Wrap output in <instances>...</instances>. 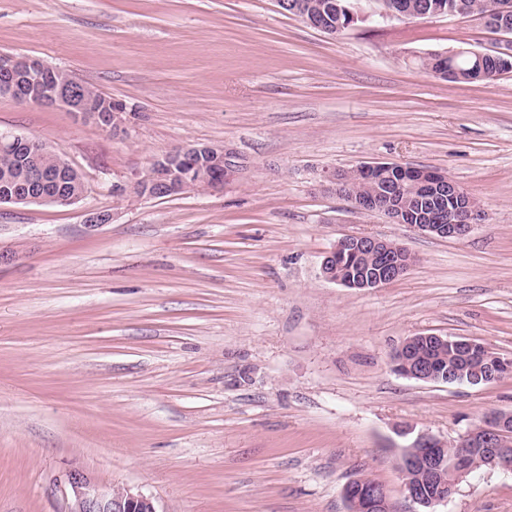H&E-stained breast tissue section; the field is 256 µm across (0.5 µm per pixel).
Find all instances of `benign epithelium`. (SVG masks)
Listing matches in <instances>:
<instances>
[{
  "instance_id": "7a95c632",
  "label": "benign epithelium",
  "mask_w": 512,
  "mask_h": 512,
  "mask_svg": "<svg viewBox=\"0 0 512 512\" xmlns=\"http://www.w3.org/2000/svg\"><path fill=\"white\" fill-rule=\"evenodd\" d=\"M469 55L475 58V66H483L490 58L505 64L512 61V38L501 40L490 52L460 47L448 56ZM47 69L40 60L23 55L0 56V93L18 95L19 89L27 85L30 77ZM51 84L30 86L34 102L42 106L66 105L83 121H93L114 132L123 124V112L113 107L112 100L89 93V86L76 81L71 75L58 70ZM27 143L37 157H50L53 165L32 166L27 174V185L20 188L10 180L3 181L0 204L36 203L70 205L81 198L77 192L67 189V179L72 177L73 167L44 142L25 136L0 133V152L11 150L17 142ZM236 152L224 146L193 145L184 152L169 151L156 157L146 176L129 186L120 185L116 192L146 198H164L180 194L188 189L206 187L221 190L232 182L239 170ZM397 178L384 194V201L367 200L353 203L351 208L361 213H380L394 224H406L411 228L440 239H462L474 225L482 220L483 212L452 179L448 172L433 168L390 164ZM413 183L424 190L428 197L438 201L448 200V207L441 211L427 212L412 205L404 192V183ZM360 255L370 253L375 264L365 270L345 273L336 265V254ZM416 261L406 247L372 236H346L339 239L328 250L321 263L324 278L343 287L357 290L380 288L400 278ZM393 367L408 368L406 377L424 382H438L427 365L418 370L409 369V363L398 349L391 358ZM512 419L509 412H494L484 416L481 422L470 429L460 440L462 448H479L487 456V464L494 468L512 471V455L500 440V428ZM412 454L398 461V470L405 474L409 470L420 472V482L404 483L406 498L417 506V512H432V507L448 500V494L433 491L430 485L433 475L448 468L461 481L470 469L460 458H449L442 454L441 444L435 437L420 432L411 443ZM65 482L71 490L68 512H160L153 497L129 488L114 490L97 482L81 469H72ZM353 512H391L392 505L386 490L377 486L372 491L353 478L344 487Z\"/></svg>"
}]
</instances>
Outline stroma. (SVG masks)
<instances>
[{"mask_svg":"<svg viewBox=\"0 0 512 512\" xmlns=\"http://www.w3.org/2000/svg\"><path fill=\"white\" fill-rule=\"evenodd\" d=\"M500 39L451 15L331 36L276 0H0V53L67 71L126 118L115 134L0 95V132L85 182L68 206L0 204V512H66L73 468L161 512H347L358 476L412 512L398 428L452 446L512 412V376L425 383L390 363L429 333L512 358V72L455 83L418 63ZM189 144L233 148L234 182L115 194ZM370 162L445 170L486 218L439 239L322 188L323 170ZM347 235L417 261L380 288L328 282ZM434 512H512V471H473Z\"/></svg>","mask_w":512,"mask_h":512,"instance_id":"1","label":"stroma"}]
</instances>
